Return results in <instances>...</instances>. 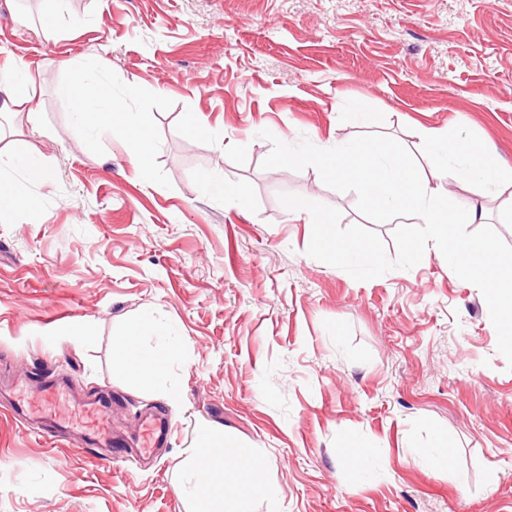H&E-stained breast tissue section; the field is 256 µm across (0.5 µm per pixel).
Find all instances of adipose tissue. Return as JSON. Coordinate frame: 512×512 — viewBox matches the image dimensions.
<instances>
[{"label": "adipose tissue", "instance_id": "1", "mask_svg": "<svg viewBox=\"0 0 512 512\" xmlns=\"http://www.w3.org/2000/svg\"><path fill=\"white\" fill-rule=\"evenodd\" d=\"M66 96H77L73 114L76 125L85 130L86 147H94L99 132L123 137L131 163L143 167L152 148L149 129L138 124L133 113L128 112L125 101L113 98L111 87L104 82L88 84L82 94H75L72 86H65ZM432 150L445 151L448 155L464 156L463 164L449 167V183L490 181L498 173L494 157L484 148L464 139L441 142L429 136ZM16 167L24 173L23 182L0 180V223H12L14 215L29 206L26 184L40 181L44 169L30 155L19 152L13 157ZM155 336L159 345L148 346L144 337ZM177 349L169 341L167 331L156 319L154 311H144L129 326L127 332L113 345L112 360L122 370L150 379L160 374ZM226 439L218 431L208 432L203 446L193 449L186 460L189 476L177 485L179 495L191 502V512H253V504L267 490L257 477L260 463L247 449L229 452Z\"/></svg>", "mask_w": 512, "mask_h": 512}]
</instances>
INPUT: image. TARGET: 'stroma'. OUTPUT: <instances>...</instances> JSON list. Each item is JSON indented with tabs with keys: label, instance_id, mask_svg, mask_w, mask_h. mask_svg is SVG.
<instances>
[{
	"label": "stroma",
	"instance_id": "35a3bbf8",
	"mask_svg": "<svg viewBox=\"0 0 512 512\" xmlns=\"http://www.w3.org/2000/svg\"><path fill=\"white\" fill-rule=\"evenodd\" d=\"M50 7L0 0V71L27 65L44 128L15 115L0 172L20 149L47 171L0 223V512H186L207 428L260 458L254 512H512V372L480 290L432 244L369 281L307 255L280 194L345 227L365 222L357 196L262 169L258 136L394 138L429 187L482 203L469 230L512 246V0H67L48 28ZM91 81L151 131L143 168L117 137L86 149L59 88ZM427 131L489 149L499 181L448 185ZM147 309L179 340L152 384L112 366ZM46 362L111 401L116 439L168 415V445L108 464L46 443L9 410Z\"/></svg>",
	"mask_w": 512,
	"mask_h": 512
}]
</instances>
